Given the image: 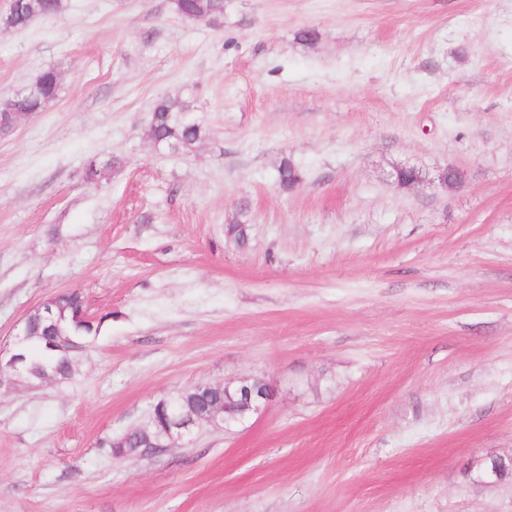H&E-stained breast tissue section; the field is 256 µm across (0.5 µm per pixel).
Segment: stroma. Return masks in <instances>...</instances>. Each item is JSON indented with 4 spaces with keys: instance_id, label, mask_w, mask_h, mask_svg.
Here are the masks:
<instances>
[{
    "instance_id": "stroma-1",
    "label": "stroma",
    "mask_w": 512,
    "mask_h": 512,
    "mask_svg": "<svg viewBox=\"0 0 512 512\" xmlns=\"http://www.w3.org/2000/svg\"><path fill=\"white\" fill-rule=\"evenodd\" d=\"M47 68L0 135V345L70 289L100 327L71 380L0 388V512H512L473 473L512 457V0H66L0 29V95ZM168 95L190 152L147 135ZM243 377L246 424L106 448ZM178 16L190 22L219 25L224 20V0H172ZM59 73L52 68L41 71L34 79V87L28 93L14 94L8 106H4L0 99V114H2V133L10 131L9 119L15 118L17 113L33 114L43 109L57 97L59 90ZM191 112L190 104L178 95L159 99L152 110L149 137L173 153L190 150L206 131Z\"/></svg>"
}]
</instances>
